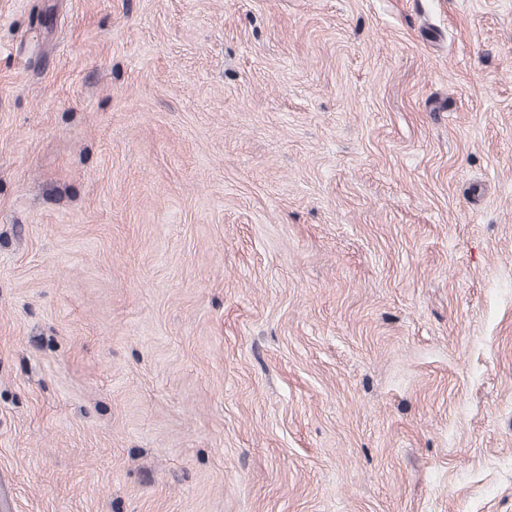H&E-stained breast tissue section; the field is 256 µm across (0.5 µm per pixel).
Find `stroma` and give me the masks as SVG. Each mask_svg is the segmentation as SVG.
I'll return each mask as SVG.
<instances>
[{"mask_svg": "<svg viewBox=\"0 0 512 512\" xmlns=\"http://www.w3.org/2000/svg\"><path fill=\"white\" fill-rule=\"evenodd\" d=\"M8 512H512V0H0Z\"/></svg>", "mask_w": 512, "mask_h": 512, "instance_id": "stroma-1", "label": "stroma"}]
</instances>
